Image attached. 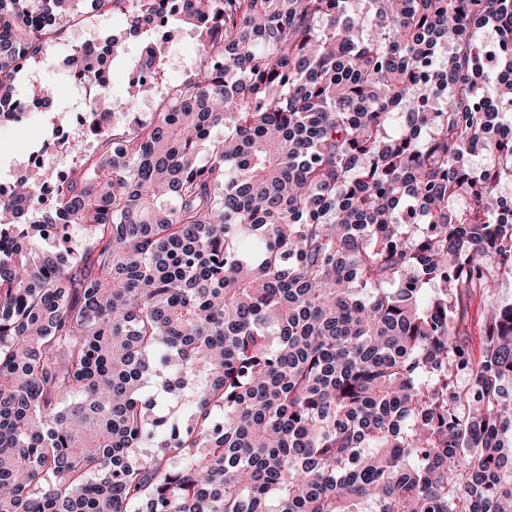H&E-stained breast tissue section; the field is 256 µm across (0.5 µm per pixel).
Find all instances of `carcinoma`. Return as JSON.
Listing matches in <instances>:
<instances>
[{
    "label": "carcinoma",
    "mask_w": 512,
    "mask_h": 512,
    "mask_svg": "<svg viewBox=\"0 0 512 512\" xmlns=\"http://www.w3.org/2000/svg\"><path fill=\"white\" fill-rule=\"evenodd\" d=\"M115 9L124 115L172 29L199 61L119 129L75 49L102 151L0 196V512H512V304L458 333L512 278V0H0V120ZM79 22H102L98 36L104 34H120L127 27V19L121 12H104L83 15L73 22L65 23L60 30L57 39L50 44L43 52L40 59L34 63L27 72L23 83L18 91L24 94L32 84L28 75L35 83H46L59 86L63 94L58 100L55 110L63 111L68 108L73 114L82 110L86 104V89L76 85L69 78V71L64 66V59L73 53V49L79 46L73 42L74 33ZM73 110V111H72ZM128 53L127 57L115 64L112 69L111 92L114 99L120 100L125 95L126 87L130 78V69L136 58L139 44L136 40L127 39ZM488 299L481 292L476 291L466 300L465 308L467 315L464 318L467 340L475 359L482 357L484 346V326L488 309Z\"/></svg>",
    "instance_id": "carcinoma-1"
}]
</instances>
